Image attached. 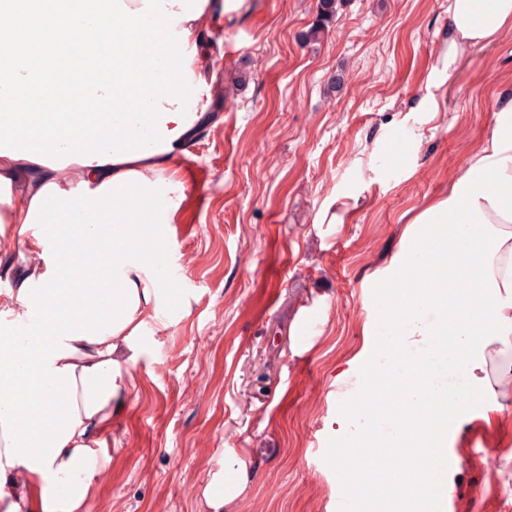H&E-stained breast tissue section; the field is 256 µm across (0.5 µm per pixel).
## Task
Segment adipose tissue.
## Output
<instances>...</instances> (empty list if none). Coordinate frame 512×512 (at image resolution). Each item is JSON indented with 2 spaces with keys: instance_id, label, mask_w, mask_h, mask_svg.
<instances>
[{
  "instance_id": "adipose-tissue-1",
  "label": "adipose tissue",
  "mask_w": 512,
  "mask_h": 512,
  "mask_svg": "<svg viewBox=\"0 0 512 512\" xmlns=\"http://www.w3.org/2000/svg\"><path fill=\"white\" fill-rule=\"evenodd\" d=\"M512 32V0H448L444 70L455 74L469 51ZM189 132L170 150L134 160L83 166L76 184L60 175L29 181L24 207L0 197V224L54 226L60 247L92 254L76 269L45 255L12 304L0 310V512H80L109 464L98 437L133 380L141 330L159 316L158 289L140 277V251L160 246L184 194L163 182ZM163 194L148 204L146 192ZM99 223L74 227L77 210ZM386 279L400 284L382 319L397 344L390 375L400 380L398 415L373 412L366 456L385 453V500L361 495L362 512H422L438 492L437 453L462 408L496 405L487 365L491 348L512 352V104L495 112L484 145L466 161L448 194L426 204L404 233ZM436 341L466 384L451 391L440 376L407 375L403 350ZM25 432H18L19 420ZM251 480L248 460L228 448L200 486L207 512H230Z\"/></svg>"
}]
</instances>
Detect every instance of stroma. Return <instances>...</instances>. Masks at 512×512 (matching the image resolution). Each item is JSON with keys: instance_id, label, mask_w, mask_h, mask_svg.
Segmentation results:
<instances>
[{"instance_id": "35a3bbf8", "label": "stroma", "mask_w": 512, "mask_h": 512, "mask_svg": "<svg viewBox=\"0 0 512 512\" xmlns=\"http://www.w3.org/2000/svg\"><path fill=\"white\" fill-rule=\"evenodd\" d=\"M219 2L200 41L217 91L189 144L208 192L162 230L186 256L182 287L162 291L175 317L145 326L82 512H206L198 486L227 447L252 460L232 512H336L334 451L360 446L344 420L364 410L395 295L379 273L512 102V36L446 77L448 0H344L316 42L319 0ZM328 207L342 223H318ZM39 260L21 242L0 252V304ZM499 401L459 422L449 454L492 450L512 472V393ZM447 482L444 512H512L483 462Z\"/></svg>"}]
</instances>
